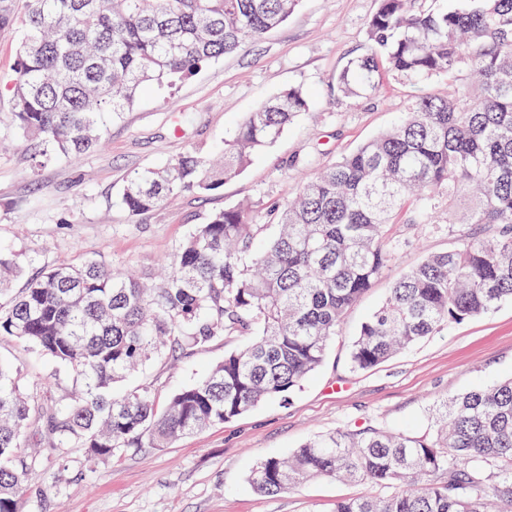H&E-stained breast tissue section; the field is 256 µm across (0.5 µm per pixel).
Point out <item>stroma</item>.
Segmentation results:
<instances>
[{
	"label": "stroma",
	"instance_id": "obj_1",
	"mask_svg": "<svg viewBox=\"0 0 512 512\" xmlns=\"http://www.w3.org/2000/svg\"><path fill=\"white\" fill-rule=\"evenodd\" d=\"M378 0H300L295 12L247 50L208 64L175 87L151 84L113 122L101 145L74 161L32 156L0 91V248L19 256L23 275L77 258L140 273L153 272L213 212L241 203L259 211L295 196L306 178L396 125L418 83L385 78L376 91L348 97L336 89L346 63L365 53ZM301 87L308 108L234 180L212 193H185L140 216L116 203L126 176L165 165L186 150L220 153L249 112L284 88ZM193 122L178 126V113ZM309 157L308 167L296 159ZM465 224H397L395 259L351 309L324 364L283 401H269L167 448H131L109 457L68 448L23 487L20 512H331L337 500L368 485L312 479L274 495L254 491L256 464L291 454L309 439L343 428L373 426L417 433L438 400L512 377V301L452 323L377 368L353 373L346 354L365 318L392 283L424 256L454 246ZM219 338L190 356L169 351L125 382L149 384L158 404L199 382L246 345ZM0 360L29 394L52 386L68 398L69 370L36 348L0 337Z\"/></svg>",
	"mask_w": 512,
	"mask_h": 512
}]
</instances>
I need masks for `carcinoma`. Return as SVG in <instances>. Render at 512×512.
I'll use <instances>...</instances> for the list:
<instances>
[{"instance_id": "obj_1", "label": "carcinoma", "mask_w": 512, "mask_h": 512, "mask_svg": "<svg viewBox=\"0 0 512 512\" xmlns=\"http://www.w3.org/2000/svg\"><path fill=\"white\" fill-rule=\"evenodd\" d=\"M379 0L365 54L336 78L339 91L376 90L382 71L426 82L400 123L364 143L266 213L210 214L176 247L171 273L133 277L93 258L57 264L12 288L17 256L0 252V336L69 369L67 401L23 394L0 363V512L44 452L163 448L282 398L323 363L356 302L394 258V224H474L425 256L360 326L348 366L370 370L450 323L512 300V0ZM299 0H0V30L21 37L8 90L30 145L76 159L135 102L146 82L171 83L241 51L288 20ZM307 100L291 86L249 113L224 142L223 162L192 150L127 178L132 216L167 199L207 194L270 147ZM250 336L242 349L160 408L142 385H116L169 347L192 351ZM315 478L388 488L336 502L332 512H512V378L439 401L422 434L339 429L292 455L261 461V494Z\"/></svg>"}]
</instances>
